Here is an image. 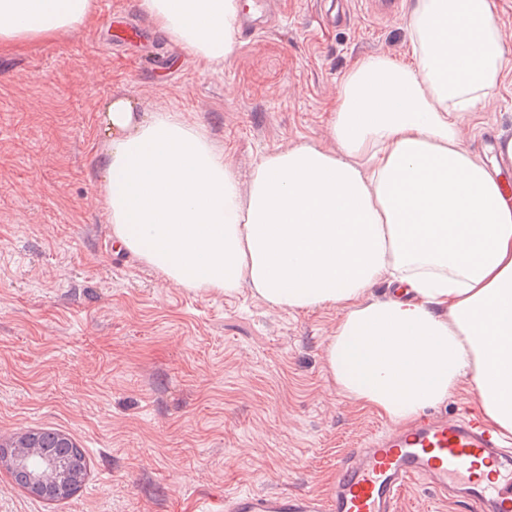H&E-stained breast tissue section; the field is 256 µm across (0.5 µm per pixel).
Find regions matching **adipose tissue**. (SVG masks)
<instances>
[{
	"label": "adipose tissue",
	"instance_id": "obj_1",
	"mask_svg": "<svg viewBox=\"0 0 512 512\" xmlns=\"http://www.w3.org/2000/svg\"><path fill=\"white\" fill-rule=\"evenodd\" d=\"M207 66L235 50L238 0H137ZM92 0H0V51L89 26ZM414 61L358 62L329 112L336 147L265 155L241 186L200 123L107 105L101 193L116 249L170 283L269 306L340 308V393L402 423L461 386L512 436V197L461 139L507 64L491 0H411ZM392 293L373 298L377 285Z\"/></svg>",
	"mask_w": 512,
	"mask_h": 512
}]
</instances>
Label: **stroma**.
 <instances>
[{"mask_svg": "<svg viewBox=\"0 0 512 512\" xmlns=\"http://www.w3.org/2000/svg\"><path fill=\"white\" fill-rule=\"evenodd\" d=\"M136 47L96 50L95 27L0 53V440L68 435L79 490L47 501L0 465V512H222L251 490L321 494L337 461L387 427L325 366L341 312L270 307L242 289L189 291L114 251L100 193L113 97L182 113L223 145L241 181L266 153L332 148L328 109L362 59L412 62L405 15L348 0L325 27L314 0H279L280 26L207 68L136 7ZM512 134V65L461 135Z\"/></svg>", "mask_w": 512, "mask_h": 512, "instance_id": "35a3bbf8", "label": "stroma"}]
</instances>
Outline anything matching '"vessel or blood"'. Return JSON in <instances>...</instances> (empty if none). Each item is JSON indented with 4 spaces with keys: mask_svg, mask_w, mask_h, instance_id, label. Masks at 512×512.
Returning a JSON list of instances; mask_svg holds the SVG:
<instances>
[{
    "mask_svg": "<svg viewBox=\"0 0 512 512\" xmlns=\"http://www.w3.org/2000/svg\"><path fill=\"white\" fill-rule=\"evenodd\" d=\"M271 0H246L244 36L254 35ZM491 464L483 480L478 462ZM419 482L448 504L470 512H512V448L477 418L423 416L379 431L336 464L327 495L288 496L268 491L225 496L224 512H399L409 485Z\"/></svg>",
    "mask_w": 512,
    "mask_h": 512,
    "instance_id": "vessel-or-blood-1",
    "label": "vessel or blood"
}]
</instances>
